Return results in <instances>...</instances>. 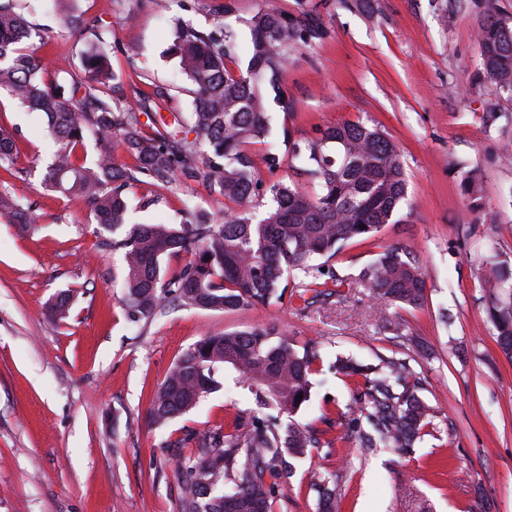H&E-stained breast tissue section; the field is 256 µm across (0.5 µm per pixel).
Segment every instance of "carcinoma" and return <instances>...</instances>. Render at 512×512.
Listing matches in <instances>:
<instances>
[{"mask_svg":"<svg viewBox=\"0 0 512 512\" xmlns=\"http://www.w3.org/2000/svg\"><path fill=\"white\" fill-rule=\"evenodd\" d=\"M245 23L251 45L244 73L228 67L238 45L223 26L207 33L186 23L176 26L171 52L194 96L190 141L180 136L181 113H172L169 121L152 109L149 97L132 108L105 92L112 69L99 44L84 56V76L65 86L47 83V65L27 46L31 27L13 0H0V91L46 116L52 151L42 185L84 198L99 230L110 234L106 244L122 250L121 288L126 315L134 322L154 316L170 301L235 312L297 297L306 309L322 297L341 296L345 287L363 288L380 304L424 306L427 287L419 262L398 246L384 249L355 278L322 271L345 247L401 222L406 172L396 143L381 126L338 122L318 129L312 140L292 142L291 159L310 178L311 191L292 179L266 183L261 168L276 171L283 159L268 151L258 162L250 150L271 132L269 102L288 108L281 77L288 52L310 48L327 35L319 4L296 15L260 8ZM478 44L484 77L512 96V20L489 14ZM143 114L151 121L149 133ZM88 138L99 146L90 164L77 153ZM115 141L135 160L134 168L114 162ZM16 155L13 137L0 129V163L12 164ZM178 173L239 208L226 209L215 221L199 214L192 224L136 221L126 190L137 175L166 185ZM463 190L471 207L480 208L471 171ZM267 195L271 203L260 217L253 216L247 204ZM180 253L191 259L168 271L164 259ZM482 279L489 285L495 342L512 360V276L496 262ZM72 304L73 294L64 290L51 311L64 319ZM320 360L314 342L282 338L273 323L205 336L177 358L151 395L152 426L163 428L195 408L222 386L218 376L227 367L259 407L276 411L237 419L227 433H204L196 437L195 453L178 455L183 512L198 506L204 512H272L276 480L288 476L291 460L320 447L314 431L293 419L310 401ZM335 368L354 384L360 412L348 420L343 438L358 440L362 448H410L425 435L430 408L409 384L405 363L390 359L373 367L347 358L336 360ZM316 491L320 512H336L329 481L316 484Z\"/></svg>","mask_w":512,"mask_h":512,"instance_id":"obj_1","label":"carcinoma"}]
</instances>
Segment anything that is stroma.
Listing matches in <instances>:
<instances>
[{
	"label": "stroma",
	"instance_id": "obj_1",
	"mask_svg": "<svg viewBox=\"0 0 512 512\" xmlns=\"http://www.w3.org/2000/svg\"><path fill=\"white\" fill-rule=\"evenodd\" d=\"M46 43L60 84L83 74L89 45L110 52L117 101L160 92L161 115H189L190 84L168 47L177 21L201 31L217 20L211 0H14ZM368 12L323 0L327 36L289 53L283 86L289 109L271 105L272 136L256 155H283L267 182L299 179L289 141L339 121L382 125L407 172L405 219L347 247L329 266L349 277L390 245L418 259L427 301L417 309L375 303L364 289L328 297L308 310L294 299L233 313L167 304L133 322L123 310L121 252L103 242L87 202L46 190L51 161L44 121L0 94V128L17 157L0 166V195L20 200L31 225L0 211V512H181L182 484L170 442L230 429L250 412L251 394L226 372L224 387L164 428L148 425L154 389L178 356L202 337L276 323L288 338L318 344L322 356L311 400L296 416L317 428L321 445L295 462L273 512H317L314 483L329 478L340 512H512V362L487 320L481 271L512 265V97L480 73L478 29L488 13L512 17V0H372ZM95 22L74 35L63 19ZM479 180V210L463 196L465 171ZM131 204L148 199L142 222L219 217L228 203L198 182L168 186L140 177ZM74 292L68 318L50 306ZM401 330H393V323ZM406 363L431 407L428 435L409 451L365 450L343 441L337 412L357 416L353 386L332 365Z\"/></svg>",
	"mask_w": 512,
	"mask_h": 512
}]
</instances>
